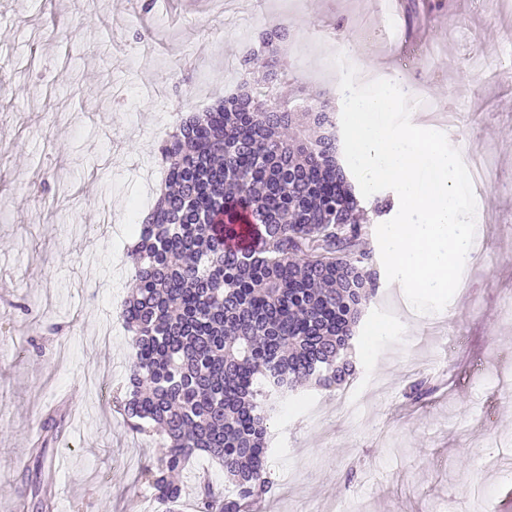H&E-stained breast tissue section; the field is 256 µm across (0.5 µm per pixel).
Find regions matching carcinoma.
<instances>
[{"label":"carcinoma","mask_w":512,"mask_h":512,"mask_svg":"<svg viewBox=\"0 0 512 512\" xmlns=\"http://www.w3.org/2000/svg\"><path fill=\"white\" fill-rule=\"evenodd\" d=\"M286 33L266 28L240 59V89L160 144L165 189L128 249L121 317L134 356L121 404L131 431L162 439L140 477L166 512L198 455L224 469V490L197 481L195 512H253L273 486L275 399L354 373L356 330L377 294L334 111L299 88L281 93ZM244 218L258 242L233 252L226 241ZM437 389L422 378L409 396Z\"/></svg>","instance_id":"obj_1"}]
</instances>
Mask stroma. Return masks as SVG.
Segmentation results:
<instances>
[{"label":"stroma","instance_id":"35a3bbf8","mask_svg":"<svg viewBox=\"0 0 512 512\" xmlns=\"http://www.w3.org/2000/svg\"><path fill=\"white\" fill-rule=\"evenodd\" d=\"M239 35L211 0H0V512H41L24 485L52 482L66 512H164L139 477L157 436L132 433L119 400L132 361L121 317L131 288L133 227L164 186L158 146L239 83L242 54L284 20V63L306 93L341 104L338 79L306 77L302 59L349 45L358 60L421 86L433 110H465L445 135L491 162L477 200L483 254L437 319L400 309L380 281L358 327L343 389L305 387L269 421L274 482L257 512H485L512 486V8L491 0H406L403 24L436 45L401 70L400 45L359 24L375 0H244ZM499 56L490 77L476 51ZM389 332L372 336L373 325ZM458 336L449 345V336ZM448 380L418 404L411 380ZM360 399L346 415L343 393ZM48 472L32 436L51 410Z\"/></svg>","mask_w":512,"mask_h":512}]
</instances>
